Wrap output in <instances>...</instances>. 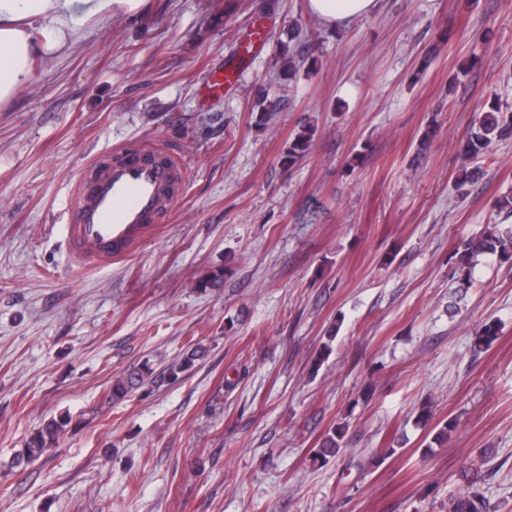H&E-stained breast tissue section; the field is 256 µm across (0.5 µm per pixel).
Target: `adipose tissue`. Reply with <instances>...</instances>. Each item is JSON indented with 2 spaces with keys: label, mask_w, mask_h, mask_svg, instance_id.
Listing matches in <instances>:
<instances>
[{
  "label": "adipose tissue",
  "mask_w": 512,
  "mask_h": 512,
  "mask_svg": "<svg viewBox=\"0 0 512 512\" xmlns=\"http://www.w3.org/2000/svg\"><path fill=\"white\" fill-rule=\"evenodd\" d=\"M88 17L139 13L147 0H0V109L34 79L36 57L61 50L75 36L78 2ZM377 0H308L322 25L336 29L369 15Z\"/></svg>",
  "instance_id": "adipose-tissue-1"
}]
</instances>
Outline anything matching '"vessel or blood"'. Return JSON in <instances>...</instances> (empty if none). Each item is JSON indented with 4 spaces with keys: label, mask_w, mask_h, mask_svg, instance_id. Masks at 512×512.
Instances as JSON below:
<instances>
[{
    "label": "vessel or blood",
    "mask_w": 512,
    "mask_h": 512,
    "mask_svg": "<svg viewBox=\"0 0 512 512\" xmlns=\"http://www.w3.org/2000/svg\"><path fill=\"white\" fill-rule=\"evenodd\" d=\"M234 69L211 74L201 85L207 98L223 94ZM184 191L174 161L144 146L118 149L87 169L72 203L69 226L73 254L81 259L124 256L169 214Z\"/></svg>",
    "instance_id": "1"
}]
</instances>
